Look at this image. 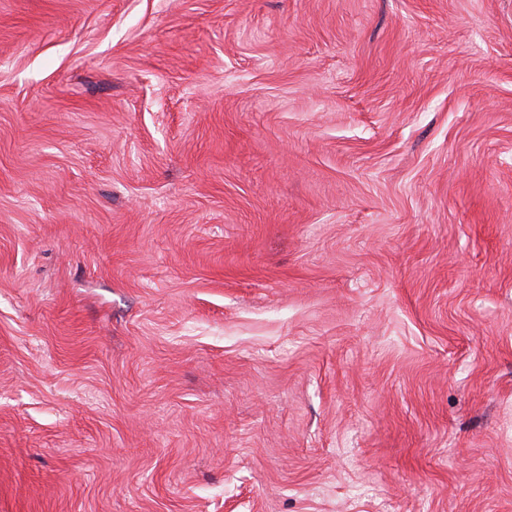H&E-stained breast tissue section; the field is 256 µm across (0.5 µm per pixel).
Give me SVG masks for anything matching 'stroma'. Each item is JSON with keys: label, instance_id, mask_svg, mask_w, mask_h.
I'll return each mask as SVG.
<instances>
[{"label": "stroma", "instance_id": "stroma-1", "mask_svg": "<svg viewBox=\"0 0 512 512\" xmlns=\"http://www.w3.org/2000/svg\"><path fill=\"white\" fill-rule=\"evenodd\" d=\"M0 512H512V0H0Z\"/></svg>", "mask_w": 512, "mask_h": 512}]
</instances>
